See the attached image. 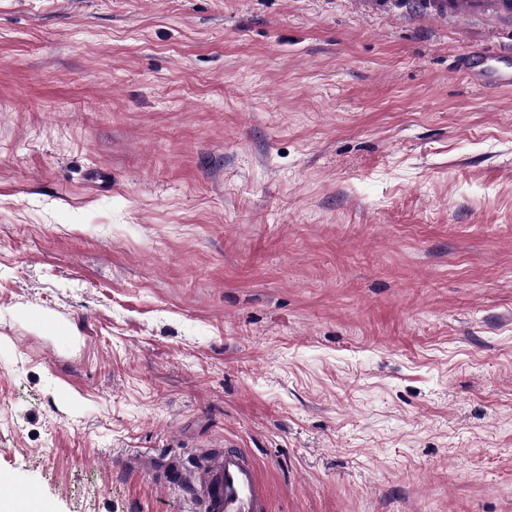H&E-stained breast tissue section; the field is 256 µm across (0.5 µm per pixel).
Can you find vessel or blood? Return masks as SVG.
I'll use <instances>...</instances> for the list:
<instances>
[{
	"mask_svg": "<svg viewBox=\"0 0 512 512\" xmlns=\"http://www.w3.org/2000/svg\"><path fill=\"white\" fill-rule=\"evenodd\" d=\"M426 13L455 20L490 15L512 21V0H429ZM454 70L490 92L512 89V71H477L463 57ZM197 483L199 512H270L255 460L246 449L228 445L213 452L198 470ZM0 492L14 501L18 512H28L32 491L16 484L8 473H0Z\"/></svg>",
	"mask_w": 512,
	"mask_h": 512,
	"instance_id": "b4317fda",
	"label": "vessel or blood"
}]
</instances>
